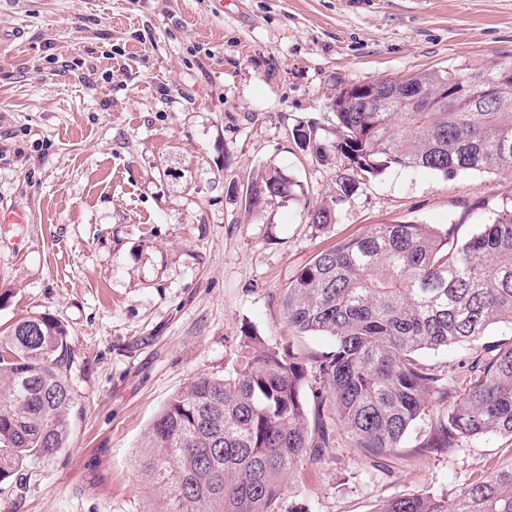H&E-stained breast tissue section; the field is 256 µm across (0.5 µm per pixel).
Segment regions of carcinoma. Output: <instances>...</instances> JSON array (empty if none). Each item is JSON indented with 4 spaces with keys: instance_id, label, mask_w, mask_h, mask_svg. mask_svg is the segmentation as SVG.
<instances>
[{
    "instance_id": "carcinoma-1",
    "label": "carcinoma",
    "mask_w": 512,
    "mask_h": 512,
    "mask_svg": "<svg viewBox=\"0 0 512 512\" xmlns=\"http://www.w3.org/2000/svg\"><path fill=\"white\" fill-rule=\"evenodd\" d=\"M493 77L492 100L483 74ZM413 83L431 99L426 112L389 105L362 112L353 87L331 98L333 127L302 122L292 131L318 162L340 156L348 173L336 196L305 208L308 223H332L356 178L388 168L512 175V67L424 71L387 79L391 92ZM275 194L265 208L304 198L302 184L269 164L250 184ZM288 324L329 336L332 351L299 357L245 334L234 374L198 376L154 419L138 468L164 488L152 512H279L285 479L304 457L320 462L331 434L312 413L310 390L332 403L366 455L400 447L418 422L417 447L453 448L490 433L512 436V339L472 357L458 396L423 350L471 346L497 329L512 332V204L488 212L461 237L430 224L386 222L317 254L283 297ZM68 332L55 316H25L0 336V482L64 447L75 404L67 381ZM377 512H512V464L466 485L452 500L412 495Z\"/></svg>"
}]
</instances>
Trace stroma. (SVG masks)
I'll return each instance as SVG.
<instances>
[{
  "mask_svg": "<svg viewBox=\"0 0 512 512\" xmlns=\"http://www.w3.org/2000/svg\"><path fill=\"white\" fill-rule=\"evenodd\" d=\"M512 67V0H0V329L49 313L68 330L75 396L64 448L0 482V512H148L139 444L192 378L234 371L245 333L304 357L332 350L288 324L298 270L387 221L467 236L512 178L392 168L364 178L327 227L304 206L334 196L343 159L302 153L301 121L330 126L341 88L449 67ZM273 164L304 204L248 215ZM467 350L425 352L456 392ZM335 444L301 460L279 512H376L512 463V437L430 453L419 423L393 454Z\"/></svg>",
  "mask_w": 512,
  "mask_h": 512,
  "instance_id": "1",
  "label": "stroma"
}]
</instances>
